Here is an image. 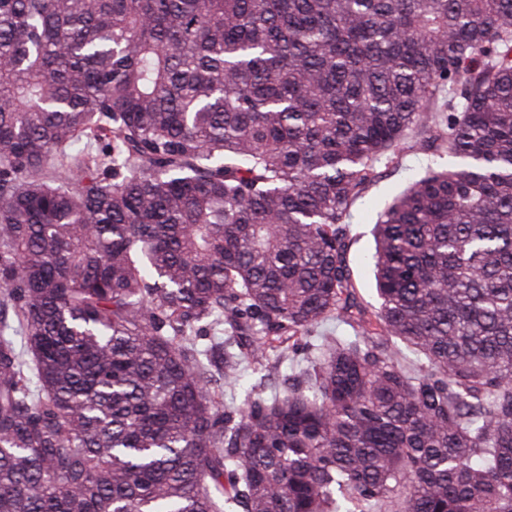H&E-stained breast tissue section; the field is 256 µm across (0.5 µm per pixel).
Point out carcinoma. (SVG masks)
Returning <instances> with one entry per match:
<instances>
[{"label":"carcinoma","mask_w":512,"mask_h":512,"mask_svg":"<svg viewBox=\"0 0 512 512\" xmlns=\"http://www.w3.org/2000/svg\"><path fill=\"white\" fill-rule=\"evenodd\" d=\"M235 509L512 512V0H0V512ZM429 157L406 152L396 162L381 167V176L355 202L348 224L349 265L359 299L366 305L377 306L372 266L366 262L374 247L373 226L377 213L399 194L409 181L422 174ZM244 378L240 386L235 389L224 390V401L226 403L233 402L236 408L242 407L249 397L262 394L266 395L275 391H283L287 388V384H284V375L290 373L288 364V352L284 362L280 368L279 373H273L268 371H253V367H250L246 362L244 364ZM255 388L253 389V387Z\"/></svg>","instance_id":"carcinoma-1"}]
</instances>
